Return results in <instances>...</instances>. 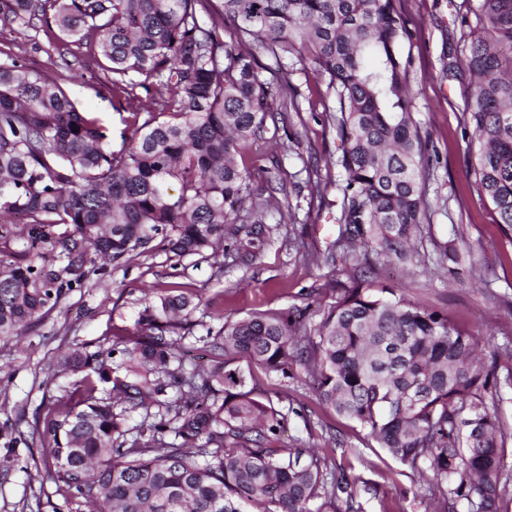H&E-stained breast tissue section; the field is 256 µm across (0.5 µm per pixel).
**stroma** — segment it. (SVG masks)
Here are the masks:
<instances>
[{"label":"stroma","mask_w":512,"mask_h":512,"mask_svg":"<svg viewBox=\"0 0 512 512\" xmlns=\"http://www.w3.org/2000/svg\"><path fill=\"white\" fill-rule=\"evenodd\" d=\"M396 7L410 32L401 52L409 60L411 112L429 139L433 171L427 186L430 209L417 240L427 260L416 267L383 266L376 282L446 313L478 343L490 338L500 345L512 342V230L503 229L466 177L472 128L464 114L462 81L448 74L449 60L464 58L474 16L468 0H396ZM0 49L12 50L28 67L64 83L80 111L95 113L112 150L131 138L130 113L113 97L86 48L68 46L62 58L49 52L45 34L29 37L5 28L0 29ZM291 81L299 114L290 115L287 127L243 145L237 156L259 189L265 184L263 166L274 159L282 164L288 188L278 198L283 218L272 242L250 264L228 262L220 269L211 257L188 258L175 268L162 254L134 257L90 293L60 303L37 332L0 342V426L21 416L33 421L59 396L62 379L53 367L59 351L113 329L133 328L146 289L174 280L187 284L202 300L222 301L229 318L305 307L311 322L321 319L348 285L357 262L349 260L343 269L322 260L338 233L343 185L341 170L332 165L341 154L340 140L320 104L327 85L308 64L298 66ZM447 242L455 246L458 263L438 260ZM251 372L249 384L259 399L278 409L293 407L287 436L332 456L349 474L351 496H339L326 512H347L352 504L362 512H433L424 477L393 459L357 423L320 404L303 370H296L285 386L261 367ZM0 512H88V507L65 500L47 465H35L24 450L14 470L0 476Z\"/></svg>","instance_id":"obj_1"}]
</instances>
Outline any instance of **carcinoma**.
Segmentation results:
<instances>
[{
	"label": "carcinoma",
	"mask_w": 512,
	"mask_h": 512,
	"mask_svg": "<svg viewBox=\"0 0 512 512\" xmlns=\"http://www.w3.org/2000/svg\"><path fill=\"white\" fill-rule=\"evenodd\" d=\"M470 10L468 174L512 229V0H475ZM0 26L84 45L135 117L136 89L155 91L129 147L115 152L58 82L0 49V217L27 218L20 254L8 248L14 228L0 224V340L39 327L137 251L163 253L173 269L220 251L257 257L273 213L246 206L254 188L236 155L299 111L286 79L298 62L337 102L336 248L361 252L368 270L420 262L412 241L427 217L430 171L395 0H0ZM274 81L284 93L277 108ZM306 314L229 320L181 283L148 289L134 330L57 357L73 380L30 435L0 429V470H11L19 445H36L57 491L90 512H322L348 492V474L276 445L288 414L255 397L242 360L284 383L304 368L321 404L429 476L434 512H503L505 433L476 338L355 273L318 323L306 326ZM198 326L211 356L203 369L180 355ZM134 414L143 419L132 426Z\"/></svg>",
	"instance_id": "carcinoma-1"
}]
</instances>
